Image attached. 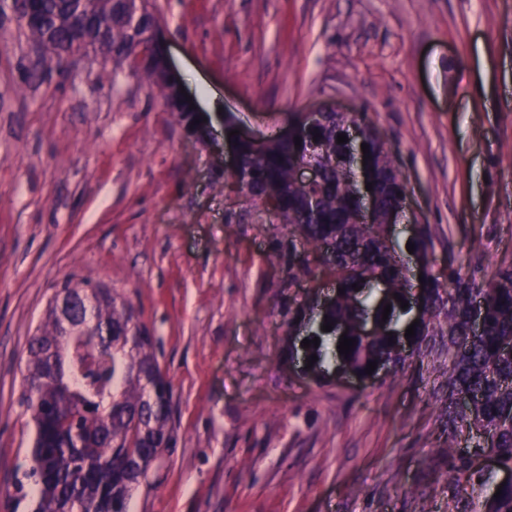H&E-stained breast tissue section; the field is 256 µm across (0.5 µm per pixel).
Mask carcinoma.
<instances>
[{
	"mask_svg": "<svg viewBox=\"0 0 512 512\" xmlns=\"http://www.w3.org/2000/svg\"><path fill=\"white\" fill-rule=\"evenodd\" d=\"M37 7L44 23L28 31L29 39L50 45L57 55L104 45L113 61L134 73L138 47L150 41L157 23L152 15L134 16L136 0H112L99 9L86 0H37ZM352 125L366 129L368 169L380 185L375 224L354 220L360 200L350 178L349 146L336 141ZM312 141L321 149V179L312 189L317 206L307 223L295 225L311 256L288 272L312 279L328 272L344 289L322 311L323 317L311 323L310 337L320 340L318 347L307 348V355L318 357L312 371L339 356V332L354 339L345 362L360 373L370 362L402 363L389 333L415 320L417 354H425L426 337H448V409L443 413L448 419V512H512V484L503 485L498 498L487 497L481 504L469 500L465 509L458 498L466 489L479 496L491 484L488 473L473 468L458 448L462 430L489 434L487 451L500 468L512 471V264L476 288L450 260L444 283L432 271L431 232L425 224L421 238L413 241L427 288L424 303L419 311L413 301L401 308L396 297L408 301L410 270L398 267L388 255L384 220L403 179L373 136L366 113H327L298 148L294 139L280 137L261 155L243 145L240 165L230 177L256 201L262 200L267 184H279L277 212L289 224L291 214L307 205L293 189V179ZM476 296L486 308L479 334L471 333L470 326ZM387 304L391 312L384 320ZM326 321L332 324L329 332L321 330ZM366 324L374 335H361ZM26 369L35 441L25 477L38 489L34 512H128L132 489L173 442V390L160 366L155 337L131 306L117 302L112 289L89 280L67 282L31 339ZM461 397L470 398V405L462 407Z\"/></svg>",
	"mask_w": 512,
	"mask_h": 512,
	"instance_id": "carcinoma-1",
	"label": "carcinoma"
}]
</instances>
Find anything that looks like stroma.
I'll list each match as a JSON object with an SVG mask.
<instances>
[{
  "instance_id": "stroma-1",
  "label": "stroma",
  "mask_w": 512,
  "mask_h": 512,
  "mask_svg": "<svg viewBox=\"0 0 512 512\" xmlns=\"http://www.w3.org/2000/svg\"><path fill=\"white\" fill-rule=\"evenodd\" d=\"M202 113L259 138L366 113L431 230L433 271L512 263V0H149ZM290 225L224 184V135L187 136L145 75L36 60L0 0V512H32L30 337L65 281L107 285L157 341L175 443L129 512H446L443 345L375 384L289 366L312 281Z\"/></svg>"
}]
</instances>
